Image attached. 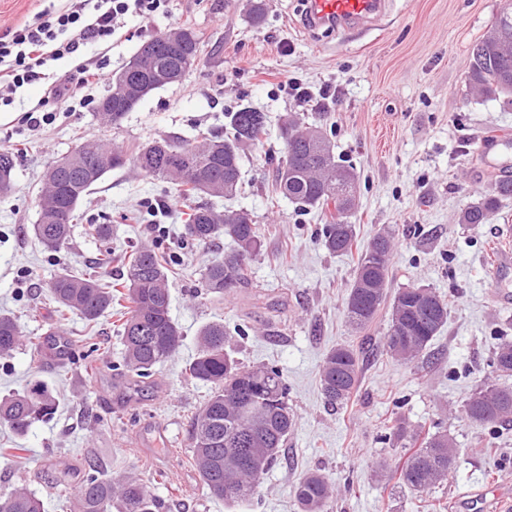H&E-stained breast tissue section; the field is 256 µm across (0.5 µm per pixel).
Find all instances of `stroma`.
<instances>
[{
    "label": "stroma",
    "instance_id": "35a3bbf8",
    "mask_svg": "<svg viewBox=\"0 0 512 512\" xmlns=\"http://www.w3.org/2000/svg\"><path fill=\"white\" fill-rule=\"evenodd\" d=\"M503 3L389 0L381 20L332 33L306 29L301 0H263L258 22L252 0H168L166 13L127 15L110 44L87 46L83 56L105 60L113 73L145 40L189 24L201 54L179 83L154 91L116 125L79 106L37 130L16 121L0 125V148L21 151L15 188L0 196V312L13 315L29 338L55 329L76 346L57 356L26 344L0 360V396L36 379L58 401L55 414L24 438L0 427V496L23 485L44 512H66L65 493L78 488L93 461L107 474H135L160 496L162 512H297L292 486L308 471L333 480L332 512H496V495H512V422L473 426L461 404L489 375L497 346L512 341V303L499 298L501 288L512 289V273L500 285L491 277L503 246L495 231L512 225V196L499 200L487 223L470 226L459 215L491 188L481 138L496 130L512 134V105L474 99L467 88L471 48ZM294 77L315 92L338 87L337 100L325 112L300 105L288 90ZM238 107L269 117L265 142L242 150L243 190L232 201L254 214L263 242L247 284L221 298L204 293V266L232 243H185L181 216L188 203L164 180L128 165L108 174L80 206L85 219L111 217L116 257L153 241L177 262L169 287L182 345L150 378L128 374L116 317L87 324L61 314L48 293L55 274L83 273L101 246L79 225L57 251L34 237V198L46 167L86 139L128 148L173 132L190 140L220 135L225 112ZM290 116L326 124L337 160L357 173L350 221L359 244L380 229L395 230L388 292L425 286L449 301L447 324L412 363L382 350L388 310L365 331L346 324L356 260L322 248L324 212L285 199L270 203L284 150L280 126ZM160 202L165 210L157 223L139 220L146 206ZM209 321L223 322L235 359L277 366L288 385L293 430L247 504L209 495L191 460V421L209 389L182 368ZM364 343L369 352L356 396L331 406L320 384L325 354ZM394 414L453 438L460 454L448 483L423 493L399 483L392 467L402 448L385 429ZM475 489L484 492L477 508L469 497Z\"/></svg>",
    "mask_w": 512,
    "mask_h": 512
}]
</instances>
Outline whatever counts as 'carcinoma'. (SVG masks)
I'll return each mask as SVG.
<instances>
[{
  "label": "carcinoma",
  "mask_w": 512,
  "mask_h": 512,
  "mask_svg": "<svg viewBox=\"0 0 512 512\" xmlns=\"http://www.w3.org/2000/svg\"><path fill=\"white\" fill-rule=\"evenodd\" d=\"M181 41L176 49L148 40L143 52L149 62L127 69L129 92L112 96V106H136L155 90L167 86L157 73L175 76L197 62L200 37L190 26L177 27ZM512 42V7L503 8L473 45L468 75L470 90L478 96L512 94V50H504L502 39ZM224 135L205 134L189 141L179 136L135 146L131 152L107 149L89 142L70 158L69 166L56 173L36 198L38 219L32 230L46 248L57 250L69 244L77 223V211L93 188L109 172L127 162L148 175L176 186L186 199L201 196L234 197L241 181V150L261 144L267 134V117L247 107L226 113ZM282 132L291 135L285 155L276 170L272 194L302 209L318 207L328 213L320 244L331 254L348 255L356 246L355 225L349 218L356 197L341 199L336 187L358 184L354 169L336 161L326 129L295 119L284 122ZM18 153L0 149V195L13 190ZM512 195V176L492 180V191L461 212L462 224H484L496 211L498 198ZM87 235L101 241L112 238L107 217L85 224ZM185 237L207 243L227 237L233 246L214 257L202 273L206 293L216 297L240 287L250 276V261L262 247L258 224L244 209L217 210L205 203L190 208ZM394 234L382 229L358 254L344 313L357 332L368 329L381 307L389 305L388 329L382 344L391 358L407 363L425 352L448 322V302L430 288H399L387 298L390 256ZM112 266V249L100 252L97 267L81 277L62 272L48 283V292L61 309L94 323L121 306L119 335L123 345L122 365L140 378L169 359L182 344V333L170 314L169 254L158 245L134 247L124 255L122 280L105 276ZM23 330L17 320L0 313V359L23 345ZM224 323L204 325L197 336V352L185 365L191 379L210 388L207 400L195 414L191 427L192 458L210 493L223 500L249 502L255 498L267 470L281 455L293 428L288 407V388L280 369L262 364L245 367L226 351ZM493 371L512 375V342L500 344L492 359ZM360 351L339 345L323 359L321 386L330 404L344 405L360 382ZM55 411L54 397L46 385L34 381L16 393L0 397V426L17 436L28 434L34 423ZM462 412L467 421L492 426L512 419V389L488 382L478 384L464 398ZM388 435L404 440V460L397 466L400 482L413 491L429 490L448 480L458 449L446 432L423 434L410 430L400 416L387 422ZM334 485L318 471L299 477L293 495L300 512H329ZM0 512H44L43 502L25 487L0 498ZM70 512H160L156 495L137 478L108 477L94 464L74 491Z\"/></svg>",
  "instance_id": "obj_1"
}]
</instances>
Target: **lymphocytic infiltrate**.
Wrapping results in <instances>:
<instances>
[{
  "label": "lymphocytic infiltrate",
  "mask_w": 512,
  "mask_h": 512,
  "mask_svg": "<svg viewBox=\"0 0 512 512\" xmlns=\"http://www.w3.org/2000/svg\"><path fill=\"white\" fill-rule=\"evenodd\" d=\"M60 11L41 12L0 36V90L16 91L44 79L49 62L78 57L86 44H107L120 30L124 16L148 18L163 10L166 0H66ZM108 79L104 62L80 61L74 72L49 82L36 111L25 112L22 122L37 129L52 124L58 109L74 97L75 87L93 89Z\"/></svg>",
  "instance_id": "f902f5d3"
}]
</instances>
